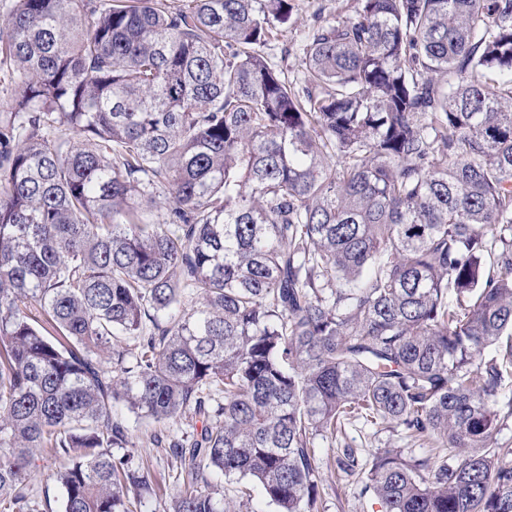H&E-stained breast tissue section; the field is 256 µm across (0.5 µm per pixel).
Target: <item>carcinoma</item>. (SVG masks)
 I'll use <instances>...</instances> for the list:
<instances>
[{
	"label": "carcinoma",
	"instance_id": "1",
	"mask_svg": "<svg viewBox=\"0 0 512 512\" xmlns=\"http://www.w3.org/2000/svg\"><path fill=\"white\" fill-rule=\"evenodd\" d=\"M294 0H15L0 64V512H143L128 419L180 470L319 512L317 439L384 512H512V0H356L288 79ZM196 305L185 307L186 298ZM129 340L132 347L120 346ZM15 87L6 67L0 65V125L10 116L15 105ZM420 443L408 437L403 427L383 429L362 422L346 424L336 439L319 437L321 512H384L376 500L361 495V476L345 477L337 469L336 457L344 446L357 448L364 459L383 448H398L404 460L434 457V448ZM52 467L51 461L44 462V464H42L41 473L35 477L33 483L40 494L43 504L45 503L43 508L46 512H61L60 491L57 485L48 479V474Z\"/></svg>",
	"mask_w": 512,
	"mask_h": 512
}]
</instances>
